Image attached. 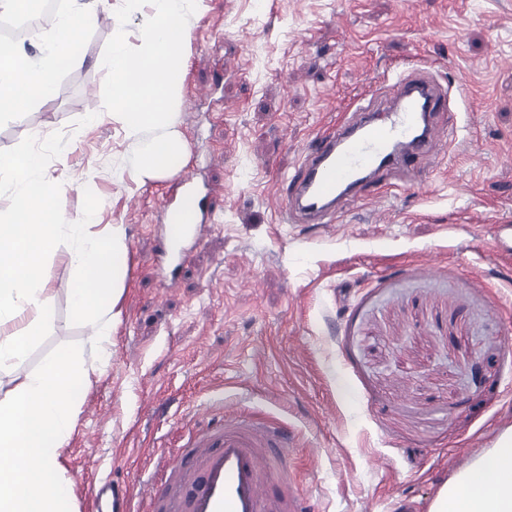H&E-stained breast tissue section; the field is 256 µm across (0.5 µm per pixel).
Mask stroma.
<instances>
[{
    "instance_id": "35a3bbf8",
    "label": "stroma",
    "mask_w": 512,
    "mask_h": 512,
    "mask_svg": "<svg viewBox=\"0 0 512 512\" xmlns=\"http://www.w3.org/2000/svg\"><path fill=\"white\" fill-rule=\"evenodd\" d=\"M189 25L174 129L215 224L168 275L159 201L182 175L127 167L138 142L102 101L109 19L85 32L83 66L55 64L53 101L0 118L3 151L52 134L61 212L125 234L110 359L71 310L61 243L44 262L52 319L23 365L65 346L87 362L63 460L78 512L88 481L146 483L213 404L295 435L315 512H430L512 432V0H202ZM416 65L447 87L455 140L335 223L285 222L278 186L308 141Z\"/></svg>"
}]
</instances>
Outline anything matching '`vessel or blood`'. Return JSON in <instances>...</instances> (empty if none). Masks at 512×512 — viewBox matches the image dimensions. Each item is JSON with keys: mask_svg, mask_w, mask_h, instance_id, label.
<instances>
[{"mask_svg": "<svg viewBox=\"0 0 512 512\" xmlns=\"http://www.w3.org/2000/svg\"><path fill=\"white\" fill-rule=\"evenodd\" d=\"M394 89L395 104L385 114L359 107L306 147L282 204L291 222L332 223L335 201L361 172L383 181L405 177L433 151L443 132L436 117L447 109V91L415 70L400 75ZM182 187L179 199L166 205L172 243L202 235L192 180L184 179ZM290 443L280 427L252 418L228 424L215 414L188 447L159 459L162 478L149 484V512H310L308 497L288 491ZM87 489L94 512H132L125 486L105 479Z\"/></svg>", "mask_w": 512, "mask_h": 512, "instance_id": "b4317fda", "label": "vessel or blood"}]
</instances>
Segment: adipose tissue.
Returning <instances> with one entry per match:
<instances>
[{
    "mask_svg": "<svg viewBox=\"0 0 512 512\" xmlns=\"http://www.w3.org/2000/svg\"><path fill=\"white\" fill-rule=\"evenodd\" d=\"M97 7L63 21L51 46L52 59L83 65L73 45L81 28L94 25ZM55 81L23 44L0 51V115L19 112L31 101L50 102ZM0 176L16 185L11 215L0 214V452L16 457L0 465V512H75L74 483L62 466L74 428V408L84 387L79 350L62 347L31 373L20 367L44 336L53 290L43 275L44 257L60 240L80 285L69 290L74 314L89 326L102 355H110L119 322L125 246L121 226L91 233L94 212L62 215L44 183L40 154L0 151ZM433 512H512V433L503 436L478 466L459 477L435 502Z\"/></svg>",
    "mask_w": 512,
    "mask_h": 512,
    "instance_id": "ef3b65f1",
    "label": "adipose tissue"
}]
</instances>
